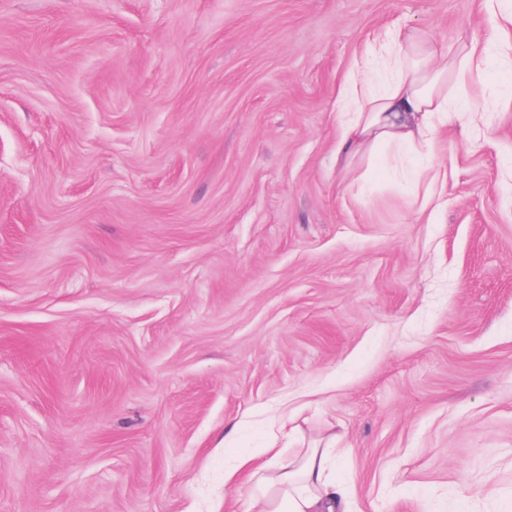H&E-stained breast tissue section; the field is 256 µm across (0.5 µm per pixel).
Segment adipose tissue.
I'll list each match as a JSON object with an SVG mask.
<instances>
[{"label": "adipose tissue", "instance_id": "1", "mask_svg": "<svg viewBox=\"0 0 512 512\" xmlns=\"http://www.w3.org/2000/svg\"><path fill=\"white\" fill-rule=\"evenodd\" d=\"M484 44L459 56L420 32L392 26L370 45L371 57L348 76L341 94L336 162L374 157L386 146L430 149L436 121L448 110V89L475 83L491 50L512 29V0H498ZM228 485L250 489L245 512H340L343 489L336 480V451L308 448L283 456L278 448L237 455L224 471Z\"/></svg>", "mask_w": 512, "mask_h": 512}]
</instances>
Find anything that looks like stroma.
I'll return each mask as SVG.
<instances>
[{"instance_id":"1","label":"stroma","mask_w":512,"mask_h":512,"mask_svg":"<svg viewBox=\"0 0 512 512\" xmlns=\"http://www.w3.org/2000/svg\"><path fill=\"white\" fill-rule=\"evenodd\" d=\"M482 0H0V512H243L224 431L353 512H512V111L337 166L382 27ZM368 189L357 194L354 177Z\"/></svg>"}]
</instances>
